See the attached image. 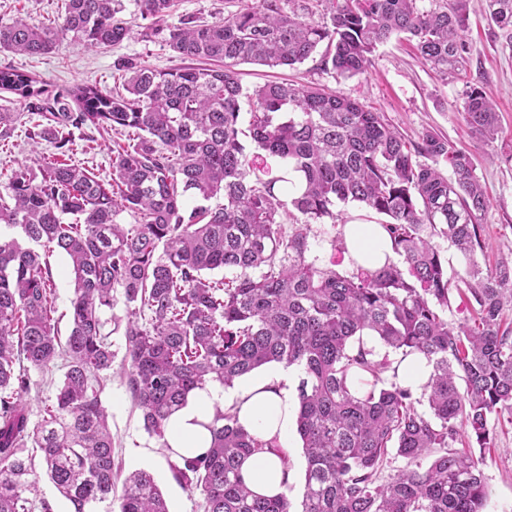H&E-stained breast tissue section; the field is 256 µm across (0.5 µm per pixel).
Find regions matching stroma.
<instances>
[{
    "mask_svg": "<svg viewBox=\"0 0 512 512\" xmlns=\"http://www.w3.org/2000/svg\"><path fill=\"white\" fill-rule=\"evenodd\" d=\"M259 0H179L178 15L212 22ZM469 25L464 33L467 63L458 73L441 78L420 58L404 39L391 38L377 46L372 63L362 74L345 77L313 58L286 70H271L253 64L239 65L245 90L274 79H287L303 86H326L356 101L365 109L382 113L409 142L433 130L449 142L468 151L475 174L489 199L481 217L482 236L488 249L483 263L495 265L500 259L512 260V47L485 12L484 0H470ZM61 13V0H0V20L15 16L39 26ZM120 59H131L157 70L180 67L181 61L160 44L137 38L100 49L87 50L63 45L58 52L30 58L0 53V67L25 69L41 81L47 96L90 83L109 90L114 86L112 72ZM480 86L496 104L502 132L498 138L476 137L464 119V105L470 86ZM20 115L14 131L0 141V186L11 172L22 167L37 168L43 156L52 153L49 143L31 145L27 133L43 120L41 112L21 101L18 95L0 89V108ZM72 162L86 167L103 180L112 174L110 152L119 136L109 129L86 127L73 133ZM337 220H324L309 226L310 255L319 264H335L347 271V255L334 250L332 241L342 230V220L362 221L367 212L359 204L337 207ZM114 359L102 401L116 441V459L122 472L150 471L163 492L170 512H201L199 495L184 489L175 479V458L142 427L139 410L133 405L120 373L126 349L122 332L111 336ZM489 488L485 512H512V426L497 429L495 448L483 465Z\"/></svg>",
    "mask_w": 512,
    "mask_h": 512,
    "instance_id": "35a3bbf8",
    "label": "stroma"
}]
</instances>
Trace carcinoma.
<instances>
[{"mask_svg":"<svg viewBox=\"0 0 512 512\" xmlns=\"http://www.w3.org/2000/svg\"><path fill=\"white\" fill-rule=\"evenodd\" d=\"M177 2L135 0L147 21L140 39L211 66L163 72L127 59L116 64L124 92L76 87L78 111L64 105L29 133L52 144V155L14 171L0 192V225L17 230L0 234V512H52L38 496L30 446L73 512H169L144 469L113 494L118 471L102 394L114 353L102 315L118 291L127 388L144 431L164 447L170 416L193 390L230 386L271 363L302 369L297 431L307 466L298 510L286 495L245 486L240 459L278 444L218 407L210 448L173 465L203 512H485L483 458L450 445L464 431L484 451L495 447L497 426L512 425V328L503 323L512 262L477 261L489 200L471 156L431 130L409 143L381 113L324 87L270 82L248 94L236 70L293 67L324 44L323 65L353 76L368 69L378 44L405 34L446 76L464 62L467 0L429 11L416 0H325L322 21L261 0L210 23H173ZM485 2L512 45V0ZM63 9L55 25L0 21V52L41 57L65 41L93 49L132 36L119 17L123 0H63ZM0 89L23 100L43 94L14 67L0 69ZM244 96L252 102L245 130ZM464 116L479 136L499 134L481 88H470ZM70 126L124 130L109 182L69 162ZM245 137L283 169L250 170ZM218 196L214 208L186 206L189 197ZM349 203L387 217L380 225L401 263L350 273L308 258V225L336 219V206ZM291 208L305 223L287 230ZM436 236L467 261L471 325L445 317L451 288ZM56 252L69 259L74 285L64 340L54 317ZM225 269L236 274L212 277ZM366 335L428 359L420 395L401 386L392 361L372 359ZM58 364L64 378L32 424L22 397L29 370ZM394 456L404 466L379 479Z\"/></svg>","mask_w":512,"mask_h":512,"instance_id":"cac0c4a2","label":"carcinoma"}]
</instances>
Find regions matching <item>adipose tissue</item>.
<instances>
[{
	"instance_id": "1",
	"label": "adipose tissue",
	"mask_w": 512,
	"mask_h": 512,
	"mask_svg": "<svg viewBox=\"0 0 512 512\" xmlns=\"http://www.w3.org/2000/svg\"><path fill=\"white\" fill-rule=\"evenodd\" d=\"M345 242L349 257L366 267L380 266L395 256L390 239L376 224H346ZM299 372L296 366L280 367L250 374L233 387L210 383L193 390L185 405L168 420L169 446L186 457L203 453L211 443L207 426L214 419L216 407L230 409L248 432L279 444L278 449L266 448L243 458L240 475L244 483L265 497L287 493L293 475L281 448L287 444L295 423L296 402L290 381Z\"/></svg>"
}]
</instances>
